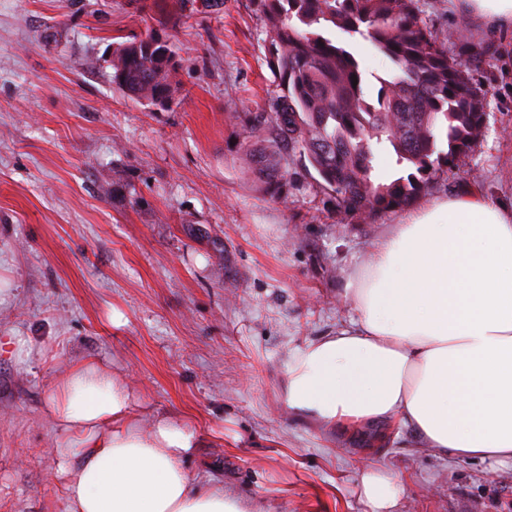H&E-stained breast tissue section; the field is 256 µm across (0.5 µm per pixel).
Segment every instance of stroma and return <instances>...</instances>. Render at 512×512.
I'll use <instances>...</instances> for the list:
<instances>
[{"label":"stroma","instance_id":"35a3bbf8","mask_svg":"<svg viewBox=\"0 0 512 512\" xmlns=\"http://www.w3.org/2000/svg\"><path fill=\"white\" fill-rule=\"evenodd\" d=\"M419 6L487 51L467 69L482 136L423 195L477 184L511 201L512 34L484 40L448 0ZM178 17V94L160 110L112 81V44L146 30L130 0H0V512H63L44 407L81 361L110 364L145 418L197 429L190 477L248 512H373L371 471L399 481L395 512H512L511 466L289 410L294 354L354 317L343 274L400 213L348 216L308 185L271 198L228 118L274 88L263 22L251 0Z\"/></svg>","mask_w":512,"mask_h":512}]
</instances>
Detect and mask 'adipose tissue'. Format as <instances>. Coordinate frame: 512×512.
I'll return each instance as SVG.
<instances>
[{"label":"adipose tissue","instance_id":"adipose-tissue-1","mask_svg":"<svg viewBox=\"0 0 512 512\" xmlns=\"http://www.w3.org/2000/svg\"><path fill=\"white\" fill-rule=\"evenodd\" d=\"M488 35L512 31V0H448ZM358 314L288 367L295 413L330 428L398 420L453 462L512 464V202L469 186L420 202L347 276ZM51 452L65 512H242L183 467L201 434L172 416L140 426L109 367L77 363L52 386Z\"/></svg>","mask_w":512,"mask_h":512}]
</instances>
